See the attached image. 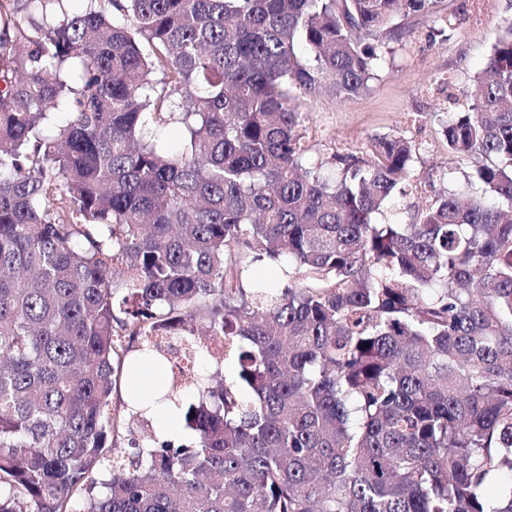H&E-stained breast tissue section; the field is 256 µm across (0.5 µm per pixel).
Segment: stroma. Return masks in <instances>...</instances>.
Masks as SVG:
<instances>
[{
	"label": "stroma",
	"mask_w": 512,
	"mask_h": 512,
	"mask_svg": "<svg viewBox=\"0 0 512 512\" xmlns=\"http://www.w3.org/2000/svg\"><path fill=\"white\" fill-rule=\"evenodd\" d=\"M439 10L456 11L462 20L453 39L429 43L426 25H419L411 42L387 54L370 91L347 100L322 97L305 106L309 162H329L363 148L374 136L402 135L419 146L409 206L393 215L400 222L410 221L412 206L432 203L477 166V159L448 154L442 128L449 113L462 108L461 88L483 68L500 26L512 19V0H442Z\"/></svg>",
	"instance_id": "1"
}]
</instances>
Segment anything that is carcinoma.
I'll return each instance as SVG.
<instances>
[{
    "mask_svg": "<svg viewBox=\"0 0 512 512\" xmlns=\"http://www.w3.org/2000/svg\"><path fill=\"white\" fill-rule=\"evenodd\" d=\"M438 3L0 0V512H512V23L443 129L481 195L304 164ZM134 352L190 441L112 412Z\"/></svg>",
    "mask_w": 512,
    "mask_h": 512,
    "instance_id": "1",
    "label": "carcinoma"
}]
</instances>
